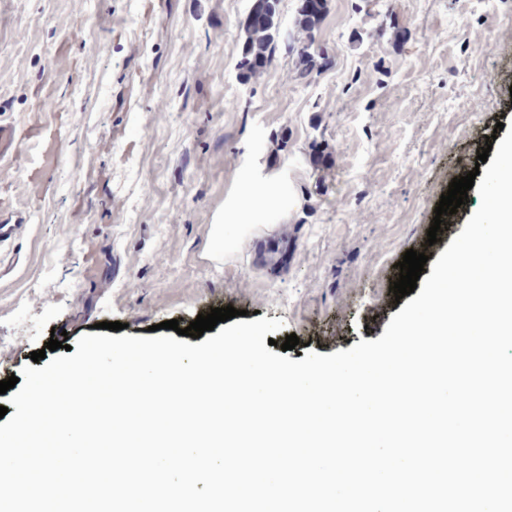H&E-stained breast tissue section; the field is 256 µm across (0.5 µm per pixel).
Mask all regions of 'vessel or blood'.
I'll return each mask as SVG.
<instances>
[{
    "instance_id": "vessel-or-blood-1",
    "label": "vessel or blood",
    "mask_w": 512,
    "mask_h": 512,
    "mask_svg": "<svg viewBox=\"0 0 512 512\" xmlns=\"http://www.w3.org/2000/svg\"><path fill=\"white\" fill-rule=\"evenodd\" d=\"M29 137L42 145V162L32 167L29 155L17 138L13 125L0 122V173L13 174V185L19 194L32 198L40 193L48 176L56 168L64 153V142L57 129L43 124L30 126ZM31 222V214L24 208H0V246L16 238ZM256 249L280 266L288 258V246L277 236L269 235L255 242Z\"/></svg>"
}]
</instances>
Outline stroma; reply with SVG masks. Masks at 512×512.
Returning <instances> with one entry per match:
<instances>
[{
	"label": "stroma",
	"mask_w": 512,
	"mask_h": 512,
	"mask_svg": "<svg viewBox=\"0 0 512 512\" xmlns=\"http://www.w3.org/2000/svg\"><path fill=\"white\" fill-rule=\"evenodd\" d=\"M252 3L0 0V108L19 126L47 120L36 106L52 81L66 144L42 196H15L0 177V202L32 214L0 277V380L55 329L71 346L104 321L145 338L230 305L284 320L272 338L296 334L293 359L378 340L400 312L395 264L496 124L512 122V0H326L310 33L301 0H279L295 46L244 83ZM59 13L79 38L55 29ZM103 40L111 52L90 60ZM306 45L319 59L308 71ZM252 184L270 197L242 230L229 218ZM468 198L425 273L473 215L477 191ZM219 223L231 242L221 254ZM277 226L294 252L281 274L252 250Z\"/></svg>",
	"instance_id": "1"
}]
</instances>
